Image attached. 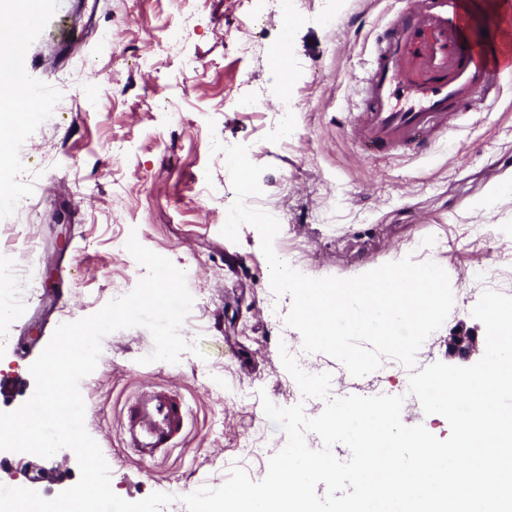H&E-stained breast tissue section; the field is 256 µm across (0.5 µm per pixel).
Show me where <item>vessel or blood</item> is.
I'll return each mask as SVG.
<instances>
[{
    "mask_svg": "<svg viewBox=\"0 0 512 512\" xmlns=\"http://www.w3.org/2000/svg\"><path fill=\"white\" fill-rule=\"evenodd\" d=\"M464 15V0H406L378 30L351 124L367 157L426 154L462 115L491 107L512 89V50L474 49ZM188 414L171 391L143 389L126 410L125 447L155 457L176 445Z\"/></svg>",
    "mask_w": 512,
    "mask_h": 512,
    "instance_id": "vessel-or-blood-1",
    "label": "vessel or blood"
}]
</instances>
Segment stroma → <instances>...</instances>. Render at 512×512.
Segmentation results:
<instances>
[{
	"mask_svg": "<svg viewBox=\"0 0 512 512\" xmlns=\"http://www.w3.org/2000/svg\"><path fill=\"white\" fill-rule=\"evenodd\" d=\"M504 0H468L473 45L498 49L512 14ZM398 0H305L286 23L283 0H44L27 50L15 59L27 86L57 104L17 125L0 123V188L28 205L0 206V282L27 274L31 298L0 292V412L20 407L35 383L29 368L55 328L97 312L114 291L130 292L145 270L129 236L185 271L193 305L181 333L204 354L140 364L152 352L146 328L107 335L96 369L79 388L85 427L109 465L111 487L139 501L172 495L163 512H187L184 496L227 479L233 465L262 479L286 443L262 407L294 404L295 382L279 346L300 347L285 325L290 296L274 297L252 226L238 241L221 229L236 200L212 140L244 144L264 166L254 205L274 215L280 256L311 277L350 278L404 257L448 274L453 308L431 334L418 367L450 363L457 328L484 336L471 310L484 289L512 295V93L439 138L428 156L362 157L346 123L371 51L375 26ZM262 17L263 50L239 58L247 15ZM70 33L50 37L59 19ZM181 26L178 53L156 43ZM298 103L295 131L274 129L282 91ZM263 94L266 109L237 100ZM182 114L169 126L164 105ZM490 261L491 272L471 278ZM175 392L189 408L178 447L144 460L124 446L122 422L144 384ZM260 442L267 455L243 449ZM45 471V479L31 475ZM80 478L63 449L49 458L0 451V484L32 487L47 499Z\"/></svg>",
	"mask_w": 512,
	"mask_h": 512,
	"instance_id": "35a3bbf8",
	"label": "stroma"
}]
</instances>
